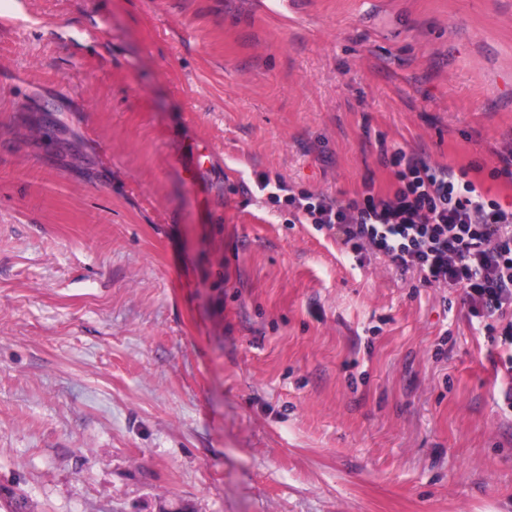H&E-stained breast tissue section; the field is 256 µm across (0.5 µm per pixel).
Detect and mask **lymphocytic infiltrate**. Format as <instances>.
I'll return each mask as SVG.
<instances>
[{"label": "lymphocytic infiltrate", "mask_w": 512, "mask_h": 512, "mask_svg": "<svg viewBox=\"0 0 512 512\" xmlns=\"http://www.w3.org/2000/svg\"><path fill=\"white\" fill-rule=\"evenodd\" d=\"M391 186L364 181L351 197L293 190L258 174L256 187L293 222L335 234L357 260L385 257L425 286L461 289L486 336L512 346V201L491 195L476 165L432 164L414 149L381 145Z\"/></svg>", "instance_id": "1"}]
</instances>
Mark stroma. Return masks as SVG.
<instances>
[{
    "label": "stroma",
    "instance_id": "obj_1",
    "mask_svg": "<svg viewBox=\"0 0 512 512\" xmlns=\"http://www.w3.org/2000/svg\"><path fill=\"white\" fill-rule=\"evenodd\" d=\"M382 142L494 167L512 0H0V485L34 512H512L507 378L460 292L252 191L387 187Z\"/></svg>",
    "mask_w": 512,
    "mask_h": 512
}]
</instances>
